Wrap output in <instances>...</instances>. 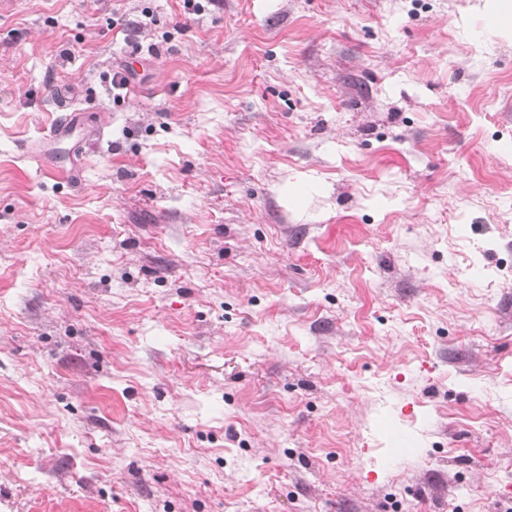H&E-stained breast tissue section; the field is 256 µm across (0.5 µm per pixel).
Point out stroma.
<instances>
[{"label": "stroma", "instance_id": "obj_1", "mask_svg": "<svg viewBox=\"0 0 512 512\" xmlns=\"http://www.w3.org/2000/svg\"><path fill=\"white\" fill-rule=\"evenodd\" d=\"M503 2L0 15V512H512ZM57 110L65 113L60 114L51 127L28 146V153L38 162H42L49 148L70 138L76 129L82 130L81 113H78L81 110H71L65 101L59 103Z\"/></svg>", "mask_w": 512, "mask_h": 512}]
</instances>
